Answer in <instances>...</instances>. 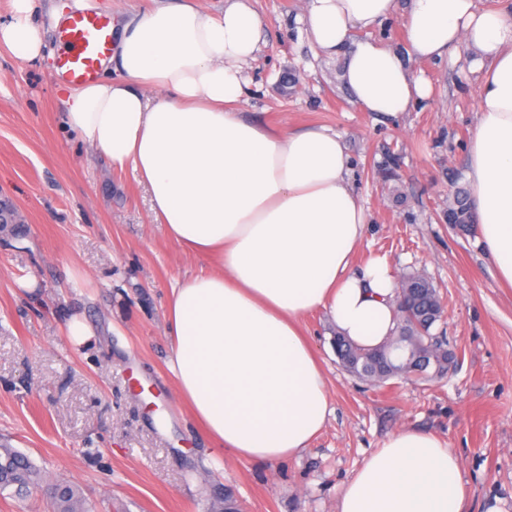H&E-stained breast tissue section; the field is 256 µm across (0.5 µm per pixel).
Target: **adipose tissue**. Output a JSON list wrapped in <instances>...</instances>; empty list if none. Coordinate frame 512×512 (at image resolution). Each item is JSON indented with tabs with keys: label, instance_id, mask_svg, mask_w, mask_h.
Here are the masks:
<instances>
[{
	"label": "adipose tissue",
	"instance_id": "adipose-tissue-1",
	"mask_svg": "<svg viewBox=\"0 0 512 512\" xmlns=\"http://www.w3.org/2000/svg\"><path fill=\"white\" fill-rule=\"evenodd\" d=\"M35 7L12 0L0 21V45L23 60L44 47ZM397 13L404 49L359 38ZM301 21L318 50L342 59L353 103L392 120L431 93L410 60L474 52L470 203L512 286V18L474 0H306ZM264 29L251 0H224L216 13L195 0L135 12L113 25L102 76L67 87L63 105L83 144L145 185L169 238L209 261L167 299L180 401L214 447L272 463L299 456L332 413L304 317L326 311L338 333L373 348L393 334L397 288L386 260L354 264L367 216L340 135L272 131L237 112ZM466 502L447 440L404 430L363 461L339 512H465Z\"/></svg>",
	"mask_w": 512,
	"mask_h": 512
}]
</instances>
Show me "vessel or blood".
<instances>
[{"label": "vessel or blood", "mask_w": 512, "mask_h": 512, "mask_svg": "<svg viewBox=\"0 0 512 512\" xmlns=\"http://www.w3.org/2000/svg\"><path fill=\"white\" fill-rule=\"evenodd\" d=\"M58 42L57 77L72 85L93 82L112 52L111 20L94 12L74 13L59 28Z\"/></svg>", "instance_id": "b4317fda"}]
</instances>
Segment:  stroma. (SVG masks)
Listing matches in <instances>:
<instances>
[{"instance_id": "stroma-1", "label": "stroma", "mask_w": 512, "mask_h": 512, "mask_svg": "<svg viewBox=\"0 0 512 512\" xmlns=\"http://www.w3.org/2000/svg\"><path fill=\"white\" fill-rule=\"evenodd\" d=\"M59 3L37 0L41 57L0 46V198L20 217L0 224V443L79 485L94 512H219L224 491L239 512H338L363 459L415 429L447 438L468 512H512V288L476 225L448 222L449 202L470 193L472 53L411 61L433 91L391 121L351 102L341 59L321 54L296 21L304 0H252L267 28L239 112L341 135L367 213L356 265L383 257L395 279L426 277L444 306L432 332L455 355L446 375L381 387L345 370L328 316L310 314L333 413L301 455L257 464L213 449L181 406L165 302L203 263L153 222L131 170L67 130L49 26ZM73 317L92 332L80 345L65 334Z\"/></svg>"}]
</instances>
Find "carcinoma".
Wrapping results in <instances>:
<instances>
[{"label": "carcinoma", "instance_id": "cac0c4a2", "mask_svg": "<svg viewBox=\"0 0 512 512\" xmlns=\"http://www.w3.org/2000/svg\"><path fill=\"white\" fill-rule=\"evenodd\" d=\"M421 277L404 279V288L397 306L398 333L388 342L371 349L355 346L345 341L336 350L343 367L352 375L378 382L403 376L427 375L429 367L435 373L448 370L437 352L442 344L431 333L439 316L434 310L440 307L436 288L423 293L417 288ZM46 482L45 471L29 456L17 448L0 445V490L8 488L21 493L42 486ZM53 512H89L79 489L70 484L55 487L51 491Z\"/></svg>", "mask_w": 512, "mask_h": 512}]
</instances>
